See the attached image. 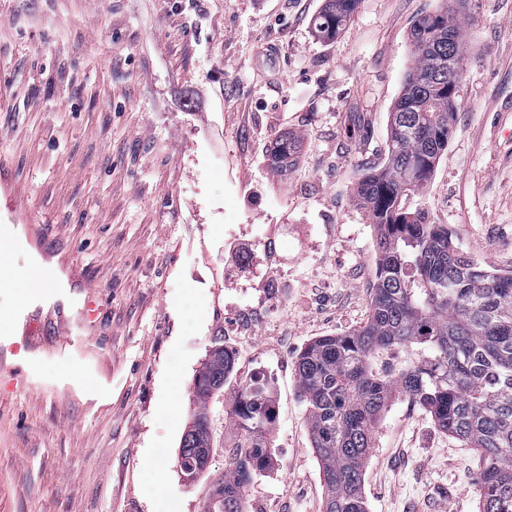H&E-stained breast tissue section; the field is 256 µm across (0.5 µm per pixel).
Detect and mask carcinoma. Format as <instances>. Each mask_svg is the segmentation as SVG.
<instances>
[{
    "mask_svg": "<svg viewBox=\"0 0 512 512\" xmlns=\"http://www.w3.org/2000/svg\"><path fill=\"white\" fill-rule=\"evenodd\" d=\"M359 0H325L316 35L335 40ZM415 60L389 113L382 166L365 170L355 199L376 226L377 264L367 320L344 336H323L298 354L295 374L325 490L324 512H368L364 469L374 428L405 399L442 430L477 450L480 512H512V272L473 261L446 224L401 198L422 189L448 149L457 106L463 47L454 10L416 20ZM297 140L270 148L269 165L290 166ZM234 362L212 347L193 379L194 412L179 449L182 475L212 452L208 403L224 390ZM239 432L233 466L203 512H243L247 486L271 452L272 392L259 376L226 412Z\"/></svg>",
    "mask_w": 512,
    "mask_h": 512,
    "instance_id": "carcinoma-1",
    "label": "carcinoma"
}]
</instances>
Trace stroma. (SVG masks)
I'll return each mask as SVG.
<instances>
[{"mask_svg":"<svg viewBox=\"0 0 512 512\" xmlns=\"http://www.w3.org/2000/svg\"><path fill=\"white\" fill-rule=\"evenodd\" d=\"M441 5L359 0L327 42L312 26L324 0H0V153L23 212L47 224L20 232V256L99 286L93 321L33 305V330L11 328L0 512H203L232 462L236 380L209 402V470L187 481L177 455L219 340L275 400L245 512H322L294 362L369 314L375 229L354 189L385 159L411 27ZM457 20L453 134L402 206L512 270V0H467ZM285 133L299 153L276 171L266 155ZM478 474L476 449L396 401L365 467L368 512H479Z\"/></svg>","mask_w":512,"mask_h":512,"instance_id":"1","label":"stroma"}]
</instances>
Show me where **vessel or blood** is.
<instances>
[{"mask_svg": "<svg viewBox=\"0 0 512 512\" xmlns=\"http://www.w3.org/2000/svg\"><path fill=\"white\" fill-rule=\"evenodd\" d=\"M0 192L6 205L0 209V280L20 289L22 301L0 318L7 322L27 323L26 310L34 302L57 301V293L48 289L51 278L46 270L36 266H22L17 261V244L13 234L15 226L28 223V216L21 211L22 191L9 173V164L0 157Z\"/></svg>", "mask_w": 512, "mask_h": 512, "instance_id": "1", "label": "vessel or blood"}]
</instances>
